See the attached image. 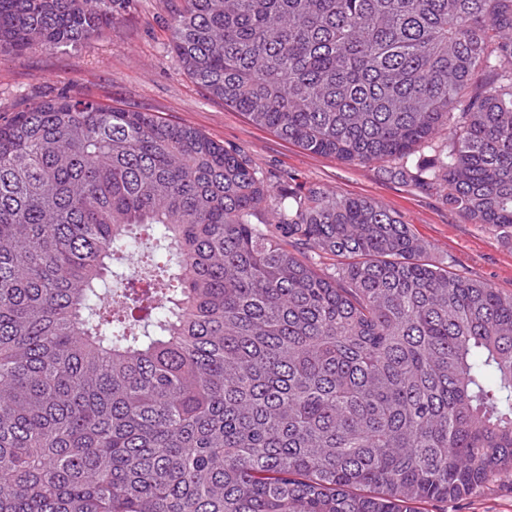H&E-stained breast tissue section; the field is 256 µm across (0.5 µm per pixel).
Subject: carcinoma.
Instances as JSON below:
<instances>
[{"label": "carcinoma", "instance_id": "cac0c4a2", "mask_svg": "<svg viewBox=\"0 0 512 512\" xmlns=\"http://www.w3.org/2000/svg\"><path fill=\"white\" fill-rule=\"evenodd\" d=\"M126 2L0 0V55ZM172 51L512 237V0H181ZM138 231L162 250L113 269ZM506 474L512 294L396 213L127 104L0 121V512H413Z\"/></svg>", "mask_w": 512, "mask_h": 512}]
</instances>
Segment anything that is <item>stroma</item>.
<instances>
[{
	"label": "stroma",
	"mask_w": 512,
	"mask_h": 512,
	"mask_svg": "<svg viewBox=\"0 0 512 512\" xmlns=\"http://www.w3.org/2000/svg\"><path fill=\"white\" fill-rule=\"evenodd\" d=\"M174 7V0H128L112 26L91 44L1 56L0 117L64 90L134 105L241 150L266 172H287L332 194L370 198L412 226L432 261L512 293V238L466 223L449 210L442 192H418L391 179L377 163L347 164L305 151L210 96L173 59ZM425 512H512V478L502 477L460 501L427 504Z\"/></svg>",
	"instance_id": "1"
}]
</instances>
